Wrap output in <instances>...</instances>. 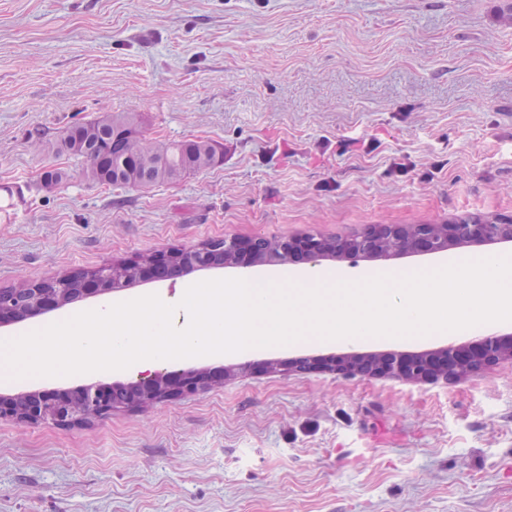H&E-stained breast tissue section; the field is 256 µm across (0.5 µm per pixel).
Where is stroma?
<instances>
[{
  "label": "stroma",
  "instance_id": "stroma-1",
  "mask_svg": "<svg viewBox=\"0 0 512 512\" xmlns=\"http://www.w3.org/2000/svg\"><path fill=\"white\" fill-rule=\"evenodd\" d=\"M512 0H0V289L212 239L348 236L371 224L512 220ZM134 112L146 139L204 138L213 167L147 188L88 181L62 132ZM67 177L47 188L43 174ZM476 248L327 258L328 277L441 268ZM208 268L23 322L162 295L175 327ZM512 333L488 323L402 343L302 340L223 365L219 388L89 423L0 420V512H512V361L461 381L255 362L421 353ZM138 367L0 380V394L127 384Z\"/></svg>",
  "mask_w": 512,
  "mask_h": 512
}]
</instances>
